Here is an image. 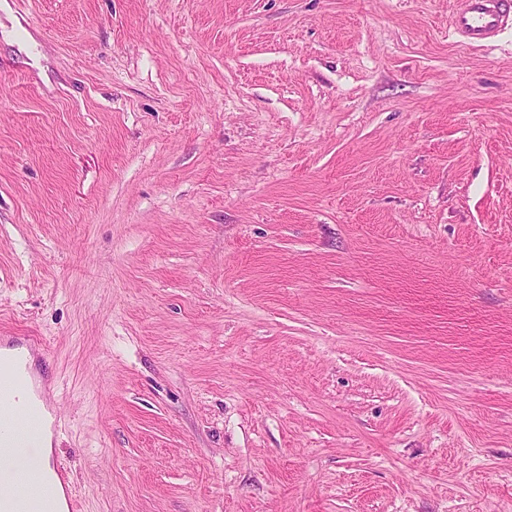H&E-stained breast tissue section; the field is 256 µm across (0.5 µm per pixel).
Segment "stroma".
<instances>
[{
  "instance_id": "35a3bbf8",
  "label": "stroma",
  "mask_w": 512,
  "mask_h": 512,
  "mask_svg": "<svg viewBox=\"0 0 512 512\" xmlns=\"http://www.w3.org/2000/svg\"><path fill=\"white\" fill-rule=\"evenodd\" d=\"M9 3L0 330L78 512H512V30Z\"/></svg>"
}]
</instances>
